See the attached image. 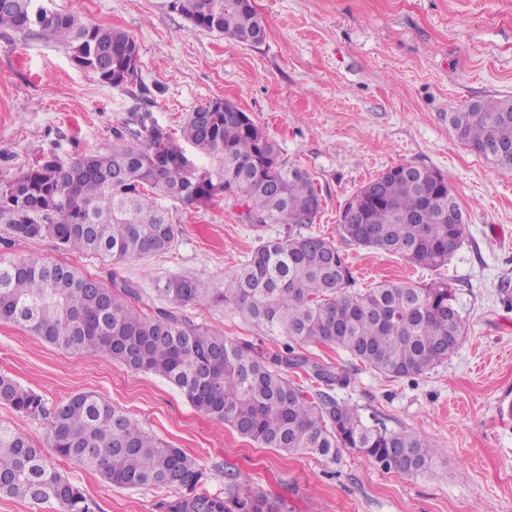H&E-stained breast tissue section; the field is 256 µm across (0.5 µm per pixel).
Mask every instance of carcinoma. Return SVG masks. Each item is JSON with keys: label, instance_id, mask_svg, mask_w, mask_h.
<instances>
[{"label": "carcinoma", "instance_id": "carcinoma-1", "mask_svg": "<svg viewBox=\"0 0 512 512\" xmlns=\"http://www.w3.org/2000/svg\"><path fill=\"white\" fill-rule=\"evenodd\" d=\"M194 26L234 44L257 45L266 28L251 0H170ZM61 43L74 60L114 87L138 80L140 49L128 33L92 25L53 7V0H0V30ZM130 142L103 146L68 162L46 154L0 181V223L12 237H49L66 253L92 254L114 266L168 250L177 228L157 202L184 205L224 195L246 207L251 224H285L284 235L259 245L227 279L208 285L190 277L146 290L112 272L111 286L77 267L29 255L0 253V322L17 325L77 356L108 357L152 373L180 390L205 416L268 448L331 461L355 450L388 471L416 476L431 470L433 449L421 435L392 431L333 395L346 376L312 362L296 347L333 345L366 367L397 379L422 376L460 347L467 333L457 288L444 278L423 287L385 281L364 291L348 256L300 227L314 223L321 198L310 175L281 160L276 142L251 117L188 113L177 141L136 118ZM456 138L495 167L512 156V99L474 101L448 115ZM189 144L188 154L181 142ZM210 160L207 166L196 157ZM355 222L338 217L340 236L359 247L439 270L468 233L461 205L442 172L424 165L384 172L351 197ZM229 306L270 336L274 352L232 340L180 313L189 304ZM301 370L323 389L310 394L287 376ZM0 404L46 420L54 455L0 422V494L50 504L53 512H95V504L57 469L73 461L122 489L184 492L168 512H274L260 494L231 482L224 497L197 493L203 472L194 459L142 429L93 392L49 410L40 395L0 375Z\"/></svg>", "mask_w": 512, "mask_h": 512}]
</instances>
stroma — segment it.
Returning <instances> with one entry per match:
<instances>
[{"instance_id": "35a3bbf8", "label": "stroma", "mask_w": 512, "mask_h": 512, "mask_svg": "<svg viewBox=\"0 0 512 512\" xmlns=\"http://www.w3.org/2000/svg\"><path fill=\"white\" fill-rule=\"evenodd\" d=\"M84 22L129 33L140 48V88H115L81 68L63 45L0 31V179L50 152L62 161L92 154L116 135L132 137L135 115L178 133L195 107L229 98L276 140L287 165L308 171L322 199L310 233L345 253L356 285L385 280L456 284L468 318L458 351L427 374L394 379L346 352L311 344V361L350 378L342 398L388 429L426 436L431 475L388 472L355 451L336 460L262 447L198 413L164 379L103 357H77L21 327L0 323V374L55 407L90 391L146 431L182 448L204 473L201 490L223 495L229 480L265 495L278 512H512V169L461 144L448 114L470 102L512 98V0H255L267 37L230 45L194 27L169 0H54ZM411 163L448 176L469 235L448 266L431 271L345 241L340 209L369 180ZM178 234L172 248L120 269L67 254L51 238L0 240L17 254L66 261L110 283L113 272L154 280L227 278L281 225L248 223L245 208L217 196L199 205L162 200ZM195 322L232 339L277 350L237 311L186 307ZM58 470L97 512H167L174 489H120L68 460Z\"/></svg>"}]
</instances>
